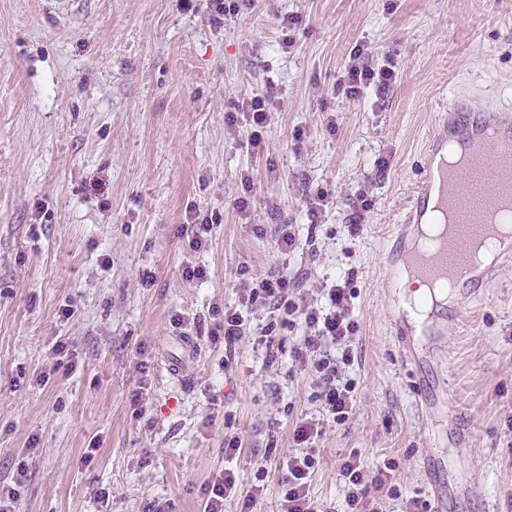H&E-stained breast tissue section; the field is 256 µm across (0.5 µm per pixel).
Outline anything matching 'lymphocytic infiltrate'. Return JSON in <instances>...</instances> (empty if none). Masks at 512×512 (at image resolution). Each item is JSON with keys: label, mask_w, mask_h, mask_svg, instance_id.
Segmentation results:
<instances>
[{"label": "lymphocytic infiltrate", "mask_w": 512, "mask_h": 512, "mask_svg": "<svg viewBox=\"0 0 512 512\" xmlns=\"http://www.w3.org/2000/svg\"><path fill=\"white\" fill-rule=\"evenodd\" d=\"M394 78L395 65L390 61L376 69L353 65L343 71L338 85L347 97L355 98L369 88L379 94L385 93ZM269 110V99L252 97L243 101L236 111L228 113L225 121L231 127H250L249 145L259 154L264 150L262 130ZM292 288L291 280L284 275L268 276L245 284L238 305L225 307L223 311L224 341L234 343L249 323L251 313L259 306L303 318L310 334L295 349L294 357L315 377L323 418L345 423L354 406L352 385L343 379L346 368L353 365L355 359L351 348L357 328L352 316L354 293L345 286L331 285L325 290L326 308L317 309L300 305ZM314 465L313 453L304 449L289 454L281 479L280 512H319L308 485ZM340 470L347 485L345 503L348 512H362L363 504L372 503L376 492L388 479L384 469L366 466L354 455L342 463Z\"/></svg>", "instance_id": "1"}]
</instances>
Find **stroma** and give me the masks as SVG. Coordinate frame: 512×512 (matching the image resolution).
<instances>
[{
  "mask_svg": "<svg viewBox=\"0 0 512 512\" xmlns=\"http://www.w3.org/2000/svg\"><path fill=\"white\" fill-rule=\"evenodd\" d=\"M358 48L374 66L392 55L384 97L337 91ZM254 96L271 100L261 154L224 122ZM455 97L477 114L512 97V0H235L222 15L210 0H0V484L21 479L14 512H204L227 468L254 512H278L293 426L321 409L292 358L307 329L260 307L228 347L210 308L279 273L315 307L321 286L356 292L354 408L314 444L322 512H343L353 453L392 466L378 512H434L454 478L427 472L438 452L475 464L455 512H512V263L430 318L448 364L407 365L392 321L389 235ZM195 212L212 220L200 250L181 232ZM283 224L297 245L280 253ZM422 379L455 398L443 449Z\"/></svg>",
  "mask_w": 512,
  "mask_h": 512,
  "instance_id": "stroma-1",
  "label": "stroma"
}]
</instances>
